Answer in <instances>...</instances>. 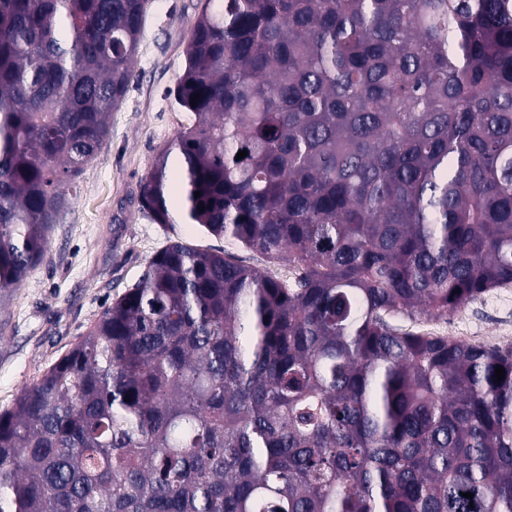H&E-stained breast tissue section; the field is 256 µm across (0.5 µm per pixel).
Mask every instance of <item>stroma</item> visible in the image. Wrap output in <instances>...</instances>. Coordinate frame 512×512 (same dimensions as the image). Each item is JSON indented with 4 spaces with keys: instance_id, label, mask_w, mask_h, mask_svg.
<instances>
[{
    "instance_id": "35a3bbf8",
    "label": "stroma",
    "mask_w": 512,
    "mask_h": 512,
    "mask_svg": "<svg viewBox=\"0 0 512 512\" xmlns=\"http://www.w3.org/2000/svg\"><path fill=\"white\" fill-rule=\"evenodd\" d=\"M196 2L146 4L135 77L112 114L110 135L50 231L45 262L0 309V410L10 408L172 241L240 253L269 274L285 272L259 254L241 253L231 238L206 235L191 224L154 223L139 206L140 184L158 150L190 121L189 113L172 108L168 91L185 65ZM408 327L472 343L512 344V284L482 295L448 320L421 317Z\"/></svg>"
}]
</instances>
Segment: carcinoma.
I'll use <instances>...</instances> for the list:
<instances>
[{
  "mask_svg": "<svg viewBox=\"0 0 512 512\" xmlns=\"http://www.w3.org/2000/svg\"><path fill=\"white\" fill-rule=\"evenodd\" d=\"M146 2L0 0V304L108 138ZM195 9L191 122L141 208L287 273L158 251L0 412V512H512V346L399 324L512 283V0Z\"/></svg>",
  "mask_w": 512,
  "mask_h": 512,
  "instance_id": "carcinoma-1",
  "label": "carcinoma"
}]
</instances>
